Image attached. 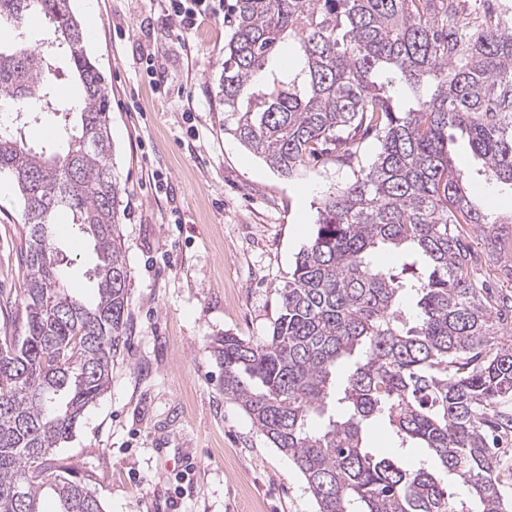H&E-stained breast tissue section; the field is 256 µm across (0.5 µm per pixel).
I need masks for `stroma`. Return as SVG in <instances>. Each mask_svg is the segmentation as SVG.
Segmentation results:
<instances>
[{"instance_id": "35a3bbf8", "label": "stroma", "mask_w": 512, "mask_h": 512, "mask_svg": "<svg viewBox=\"0 0 512 512\" xmlns=\"http://www.w3.org/2000/svg\"><path fill=\"white\" fill-rule=\"evenodd\" d=\"M95 5L86 50L111 94L128 310L109 388L60 462L105 512H316L303 476L225 399L216 347L227 333L269 336L319 201L370 167L380 141L357 140L350 164L329 154L281 175L224 131L223 15L179 37L158 22L162 0ZM450 136L476 201L492 216L512 213V189L481 175L466 134ZM24 227L18 192L0 196V337L24 333ZM53 233L74 293L93 297L89 237L74 225Z\"/></svg>"}]
</instances>
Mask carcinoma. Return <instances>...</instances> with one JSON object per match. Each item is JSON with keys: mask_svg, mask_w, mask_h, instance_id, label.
<instances>
[{"mask_svg": "<svg viewBox=\"0 0 512 512\" xmlns=\"http://www.w3.org/2000/svg\"><path fill=\"white\" fill-rule=\"evenodd\" d=\"M458 0H235L224 46V127L289 177L323 154L349 162L359 134L382 132L371 167L325 196L317 232L279 289L271 335L224 334V396L304 477L316 512H512V291L474 276L466 226L500 244L448 150L466 133L494 181L512 187V26L478 28ZM42 15L82 98L57 102L53 50L0 46V98L33 121L61 115L35 148L0 125V173L23 200L24 336L0 340V512H104L54 459L104 394L123 337L130 271L125 207L112 169L109 87L69 0H0V26ZM292 39V59L274 64ZM407 87L390 95L382 73ZM64 211L93 243L95 296L69 293L49 228ZM397 253L386 268L378 255ZM416 300L406 317L404 300ZM384 425L406 463L372 447ZM468 487L463 499L438 470Z\"/></svg>", "mask_w": 512, "mask_h": 512, "instance_id": "1", "label": "carcinoma"}]
</instances>
